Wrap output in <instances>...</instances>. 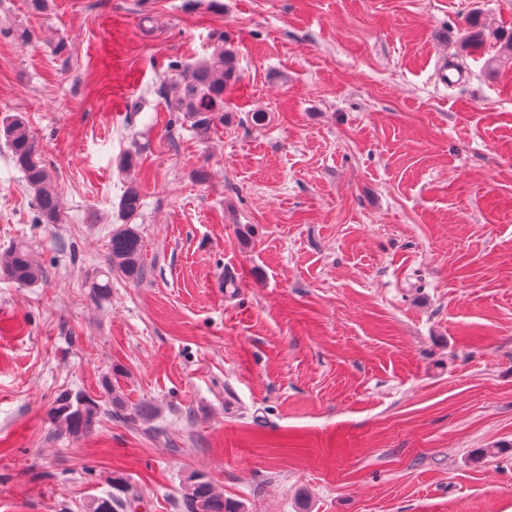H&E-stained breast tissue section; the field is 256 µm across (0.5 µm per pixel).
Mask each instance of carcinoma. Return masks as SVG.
I'll list each match as a JSON object with an SVG mask.
<instances>
[{
  "label": "carcinoma",
  "mask_w": 512,
  "mask_h": 512,
  "mask_svg": "<svg viewBox=\"0 0 512 512\" xmlns=\"http://www.w3.org/2000/svg\"><path fill=\"white\" fill-rule=\"evenodd\" d=\"M484 28L479 20L469 22L465 44L478 46L484 41ZM237 80L236 58L230 49L219 48L216 60L188 65L184 69L183 83L171 103L175 112L184 113L193 128L207 134L224 122V94ZM0 133L11 150L15 166L20 169L27 184L35 193V201L42 221L54 224L60 218V196L43 164L38 148L30 135L27 122L22 116H7L0 120ZM141 208L138 188L128 187L120 201V212L129 220ZM143 244L137 225L123 224L111 236L108 265L104 271L106 280L92 282L91 288L99 300L109 298L112 288V272L119 271L127 278H139L143 271ZM0 270L21 285H30L44 278V269L25 244H17L0 254ZM101 415V406L92 399L66 394L52 408L53 420L72 434L87 432ZM112 492L105 498H97L88 505V512H134L140 498L129 489L127 479L115 474L111 481ZM182 501L184 512H239V507L224 500L215 492L212 483L199 473L190 474L184 484Z\"/></svg>",
  "instance_id": "1"
}]
</instances>
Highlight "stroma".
<instances>
[{
    "mask_svg": "<svg viewBox=\"0 0 512 512\" xmlns=\"http://www.w3.org/2000/svg\"><path fill=\"white\" fill-rule=\"evenodd\" d=\"M505 30L512 0H0V118L61 205L0 137V252L45 270L0 273V512H86L117 473L181 512L194 472L242 512H512ZM221 45L202 135L169 104ZM131 185L143 273L100 302ZM64 393L90 432L52 421ZM0 133L11 150L15 166L20 169L27 184L35 193V201L42 221L57 223L60 218V196L43 164L38 148L22 116H7L1 120ZM0 269L21 285H30L44 278L42 265L25 244H16L1 253ZM74 400L75 404L71 394L58 398L51 416L72 434L88 432L99 419L101 406L95 400L79 395Z\"/></svg>",
    "mask_w": 512,
    "mask_h": 512,
    "instance_id": "obj_1",
    "label": "stroma"
}]
</instances>
